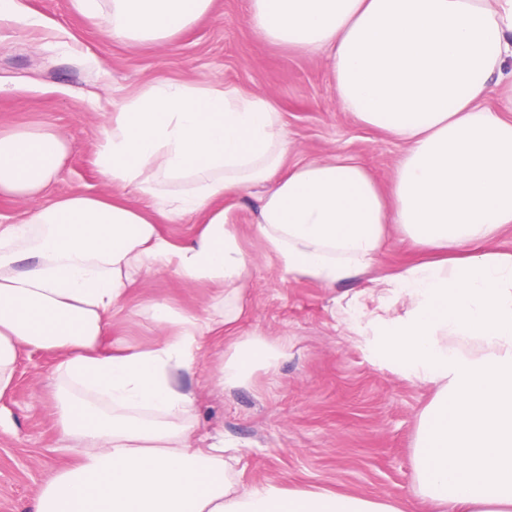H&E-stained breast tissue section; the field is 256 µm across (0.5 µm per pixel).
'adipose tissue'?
Wrapping results in <instances>:
<instances>
[{
    "label": "adipose tissue",
    "mask_w": 512,
    "mask_h": 512,
    "mask_svg": "<svg viewBox=\"0 0 512 512\" xmlns=\"http://www.w3.org/2000/svg\"><path fill=\"white\" fill-rule=\"evenodd\" d=\"M214 0H75L113 38L157 43ZM265 40L326 52L337 101L403 144L393 204L349 156L297 164L272 98L211 82L158 79L102 127L103 181L145 199L75 193L47 199L73 145L57 130L0 128V197L27 202L0 224V395L22 351L56 356L76 390L56 421L85 451L41 488L35 512H402L388 501L244 487L223 439L195 447L194 398L181 377L206 336L235 322L253 261L218 201L257 187V236L288 277L331 286L377 262L388 225L442 258L375 278L348 309L355 335L437 387L412 456L417 491L439 512H512V252L491 242L512 224V119L487 106L512 60V0H249ZM199 218L181 246L158 218ZM25 269H18L19 261ZM171 270L221 289L200 317L146 308L165 332L149 348L104 354L100 339L131 290ZM477 339L482 354L451 347ZM282 351L235 342L219 383L234 387Z\"/></svg>",
    "instance_id": "ef3b65f1"
}]
</instances>
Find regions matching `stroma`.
<instances>
[{"instance_id":"obj_1","label":"stroma","mask_w":512,"mask_h":512,"mask_svg":"<svg viewBox=\"0 0 512 512\" xmlns=\"http://www.w3.org/2000/svg\"><path fill=\"white\" fill-rule=\"evenodd\" d=\"M23 2L41 24L0 25V127L51 126L72 142L50 196L123 197L98 172L100 130L124 100L160 77L212 81L275 99L289 140L284 168L341 154L359 160L382 188L395 177L402 146L340 109L326 54L264 40L249 20V0H215L210 14L162 44L114 39L74 0ZM260 206L253 188L224 201L253 269L242 315L225 335L204 340L198 364L181 378L195 398L198 447L217 437L237 448L236 479L244 486L331 490L430 512L413 492L411 458L435 389L355 336L344 312L371 279L426 259V252L394 228L369 276L332 287L285 279L255 234ZM215 295L209 284L155 273L131 289L102 347L160 342L163 331L142 311L148 302L201 315ZM251 336L282 347V357L245 384L220 387L225 355ZM55 365L52 355L22 352L12 387L0 395V512H35L44 483L82 452L53 416Z\"/></svg>"}]
</instances>
